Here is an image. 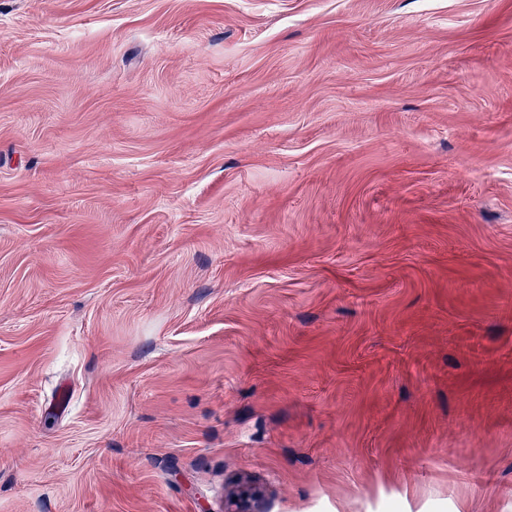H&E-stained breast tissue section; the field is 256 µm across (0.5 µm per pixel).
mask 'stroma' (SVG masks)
<instances>
[{
	"label": "stroma",
	"mask_w": 512,
	"mask_h": 512,
	"mask_svg": "<svg viewBox=\"0 0 512 512\" xmlns=\"http://www.w3.org/2000/svg\"><path fill=\"white\" fill-rule=\"evenodd\" d=\"M512 512V0H0V512Z\"/></svg>",
	"instance_id": "35a3bbf8"
}]
</instances>
